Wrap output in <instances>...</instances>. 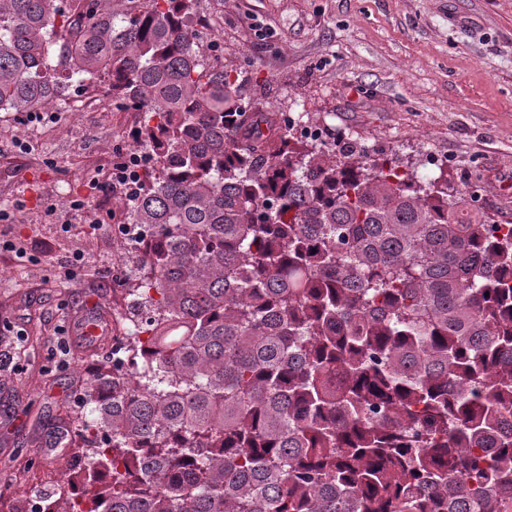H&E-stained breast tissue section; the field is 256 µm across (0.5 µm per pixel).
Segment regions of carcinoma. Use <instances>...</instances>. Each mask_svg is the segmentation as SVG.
I'll use <instances>...</instances> for the list:
<instances>
[{"instance_id":"1","label":"carcinoma","mask_w":512,"mask_h":512,"mask_svg":"<svg viewBox=\"0 0 512 512\" xmlns=\"http://www.w3.org/2000/svg\"><path fill=\"white\" fill-rule=\"evenodd\" d=\"M0 0V112L102 83L153 163L124 350L51 512H512V224L307 147L206 65L193 0Z\"/></svg>"}]
</instances>
